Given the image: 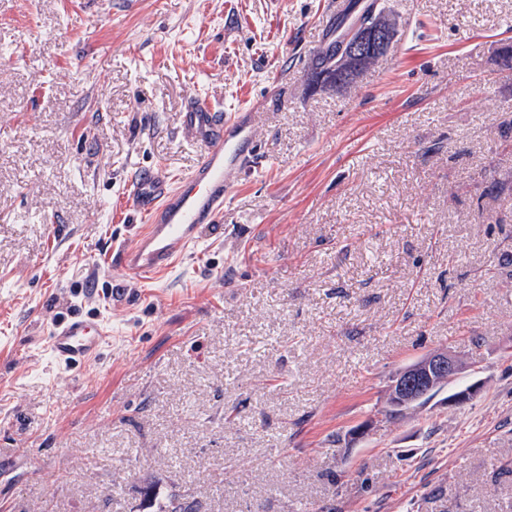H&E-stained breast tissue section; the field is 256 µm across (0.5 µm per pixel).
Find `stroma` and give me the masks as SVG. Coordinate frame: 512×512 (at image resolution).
Masks as SVG:
<instances>
[{
  "label": "stroma",
  "mask_w": 512,
  "mask_h": 512,
  "mask_svg": "<svg viewBox=\"0 0 512 512\" xmlns=\"http://www.w3.org/2000/svg\"><path fill=\"white\" fill-rule=\"evenodd\" d=\"M373 8L397 36L343 90L328 0H0V512H512V0ZM193 98L253 106L254 156L135 283L129 187L197 164ZM76 314L112 334L63 370ZM441 349L464 371L390 413Z\"/></svg>",
  "instance_id": "stroma-1"
}]
</instances>
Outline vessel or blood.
<instances>
[{
    "mask_svg": "<svg viewBox=\"0 0 512 512\" xmlns=\"http://www.w3.org/2000/svg\"><path fill=\"white\" fill-rule=\"evenodd\" d=\"M257 119L250 107L226 114L204 101L188 104L182 125L200 146L199 160L181 178L158 167L133 183L130 199L142 224L112 252L126 276L160 277L193 255L205 230L223 213L229 185L249 162ZM107 334L103 323L73 316L52 327L45 346L59 366L74 368L95 357Z\"/></svg>",
    "mask_w": 512,
    "mask_h": 512,
    "instance_id": "b4317fda",
    "label": "vessel or blood"
}]
</instances>
